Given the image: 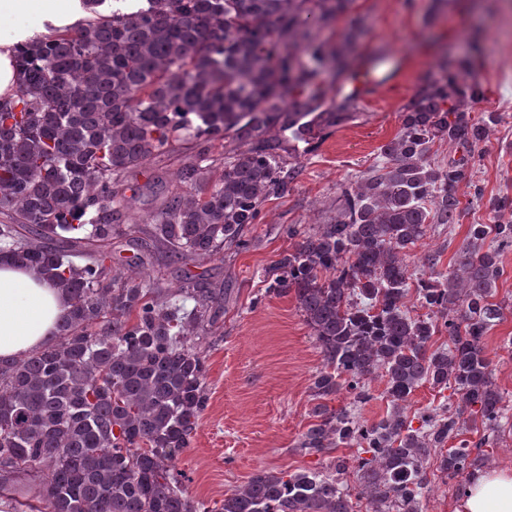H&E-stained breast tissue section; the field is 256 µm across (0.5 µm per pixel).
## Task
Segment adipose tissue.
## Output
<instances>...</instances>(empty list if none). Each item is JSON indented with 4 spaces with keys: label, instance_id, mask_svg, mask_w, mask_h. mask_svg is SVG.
<instances>
[{
    "label": "adipose tissue",
    "instance_id": "ef3b65f1",
    "mask_svg": "<svg viewBox=\"0 0 512 512\" xmlns=\"http://www.w3.org/2000/svg\"><path fill=\"white\" fill-rule=\"evenodd\" d=\"M83 17L79 0H0V22L12 24L8 37L0 40V95L18 81L15 45L74 26ZM68 308L67 295L40 268L0 263V360H19L51 342ZM454 512H512V467L477 474Z\"/></svg>",
    "mask_w": 512,
    "mask_h": 512
}]
</instances>
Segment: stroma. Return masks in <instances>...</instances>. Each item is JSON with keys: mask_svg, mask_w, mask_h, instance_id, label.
Instances as JSON below:
<instances>
[{"mask_svg": "<svg viewBox=\"0 0 512 512\" xmlns=\"http://www.w3.org/2000/svg\"><path fill=\"white\" fill-rule=\"evenodd\" d=\"M352 12L366 18L362 55L389 54L387 69L396 84L352 100L348 121L309 142L280 133V153L299 174L285 193L262 204L257 223L244 231L246 249L224 247L216 256L180 267L147 235L149 215L183 163L204 157L211 179H219L227 157L223 140L181 145L125 179L131 221L115 240L113 267L128 275L150 274L169 288H191L201 279L224 291V314L207 339V407L189 448L175 460L191 478V496L208 507L258 471L329 472L337 459H351L349 448L308 454L297 446L312 421L311 382L322 356L293 296L268 292L264 273L292 246L289 228L309 230L335 218L341 187L377 161L380 146L399 132L406 105L437 74L443 58L459 61L460 80L477 87L467 105L471 115L493 112L498 121L469 164V184L481 188L483 201L470 203L469 184L460 185L458 195L467 207L459 224L429 229L411 252L412 271L423 274L420 259L427 253L436 254L439 269L447 270L469 225L512 219V213L489 207L491 198L512 196V0H448L439 12L434 0H354ZM131 238L137 246H128ZM501 260L497 297L508 308L484 343L496 383L512 405V250Z\"/></svg>", "mask_w": 512, "mask_h": 512, "instance_id": "1", "label": "stroma"}]
</instances>
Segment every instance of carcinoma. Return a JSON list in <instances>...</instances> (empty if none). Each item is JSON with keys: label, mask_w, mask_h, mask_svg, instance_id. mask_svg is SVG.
Wrapping results in <instances>:
<instances>
[{"label": "carcinoma", "mask_w": 512, "mask_h": 512, "mask_svg": "<svg viewBox=\"0 0 512 512\" xmlns=\"http://www.w3.org/2000/svg\"><path fill=\"white\" fill-rule=\"evenodd\" d=\"M124 2L103 15L107 0H82L91 17L79 29L18 48V84L0 99V262L40 267L70 303L51 343L0 362V496L34 477L38 512H357L343 460L333 474L262 470L212 509L194 500L175 459L207 406L201 332L217 323L224 290L111 277L108 263L127 216L125 174L225 134L243 148L224 175L211 184L201 163L184 164L148 234L174 263L246 248L245 227L295 176L268 133L307 141L348 118L347 99L322 108L326 91L298 54L353 73L364 17L331 46L318 29L353 0H143L135 11ZM471 96L455 74L423 86L381 160L344 188L336 219L288 230L297 242L266 270L267 291L294 296L323 360L298 447L354 449L366 512H420L430 459L447 479L471 478L483 458L466 436L497 435L512 419L484 346L506 309L495 295L512 221L470 225L445 272L425 256L430 276L416 294L427 313L403 311L409 252L430 225L459 223L457 187L496 122L493 112L470 116ZM437 141L463 155L432 162ZM443 332L449 343L433 347ZM379 375L389 408L368 423L355 408ZM423 383L450 394L415 428L407 406ZM345 390L352 405L323 403Z\"/></svg>", "instance_id": "1"}]
</instances>
